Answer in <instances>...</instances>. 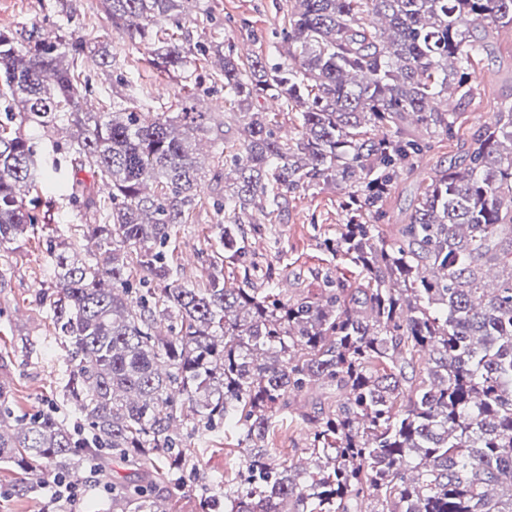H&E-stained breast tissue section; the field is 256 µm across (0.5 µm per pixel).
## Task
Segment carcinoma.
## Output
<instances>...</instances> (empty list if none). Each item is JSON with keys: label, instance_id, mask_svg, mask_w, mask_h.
Returning <instances> with one entry per match:
<instances>
[{"label": "carcinoma", "instance_id": "obj_1", "mask_svg": "<svg viewBox=\"0 0 512 512\" xmlns=\"http://www.w3.org/2000/svg\"><path fill=\"white\" fill-rule=\"evenodd\" d=\"M101 4L130 39L151 36L148 64L184 75L186 95L176 112L132 90L88 110L78 61L112 66L106 46L60 25L0 31V244L34 230L26 197L45 181L93 219L79 241L55 237L41 299L81 424L12 418L0 382V465L34 476L14 494L110 451L148 476L115 493L122 512H173L152 485L181 484L192 450L177 430L205 444L224 422L244 443L224 512H512V101L472 134L461 111L512 0H288L280 61L223 55L238 129L213 142L224 222L198 287L179 281L168 243L204 178L195 146L212 117L187 102L206 51L159 29L192 0ZM269 98L298 114L295 136L255 109ZM437 139L459 141L465 162L436 170L384 235L393 183ZM83 173L107 194L86 192ZM321 185L350 188L330 251L354 282L327 276L295 298L229 283L224 265L247 257L239 215ZM315 386L328 396L308 412L295 398ZM284 410L313 424L309 468L272 459Z\"/></svg>", "mask_w": 512, "mask_h": 512}]
</instances>
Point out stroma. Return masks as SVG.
I'll list each match as a JSON object with an SVG mask.
<instances>
[{
    "instance_id": "1",
    "label": "stroma",
    "mask_w": 512,
    "mask_h": 512,
    "mask_svg": "<svg viewBox=\"0 0 512 512\" xmlns=\"http://www.w3.org/2000/svg\"><path fill=\"white\" fill-rule=\"evenodd\" d=\"M98 5L99 0H0V30H15L35 19L79 30L107 42L113 68H121L128 81L144 85L160 102L182 100V78L150 68L146 63L148 43L117 36L111 17L99 11ZM286 9L287 0H200L196 19L183 22L176 36L193 49L215 40L225 49L237 52L245 47L275 60ZM489 42L491 51L484 67L471 79L479 91L468 108V125L473 130L490 120L502 98L512 97V35L499 31ZM457 156L456 147L445 144L423 154L414 172L396 181L388 199L386 223H403L422 179ZM214 194V182L204 180L200 188L203 207L196 209L191 223L176 229L178 276L189 285L205 282L206 259L215 248L218 217L209 205ZM342 198V192L331 186L300 190L289 195L286 208L280 211L253 212V221L265 225L266 231L249 235L250 255L271 267L277 284L287 286L289 295L318 287L320 274L335 271L328 244L345 221ZM48 249V237L41 231L28 241L0 246V374L9 381L8 405L14 415L33 417L52 409L72 423L76 420L73 409L58 393L67 367L66 348L62 340L48 334L46 313L39 305L40 297L51 290ZM276 421L269 438L275 462H305L310 425L287 413L278 414ZM241 451L238 431L217 426L208 444L196 448L180 488L159 484L154 492L162 498H175V512H200V493L234 480ZM20 476V471L0 469V512H42L51 498L50 480H42L30 496H9V488Z\"/></svg>"
}]
</instances>
